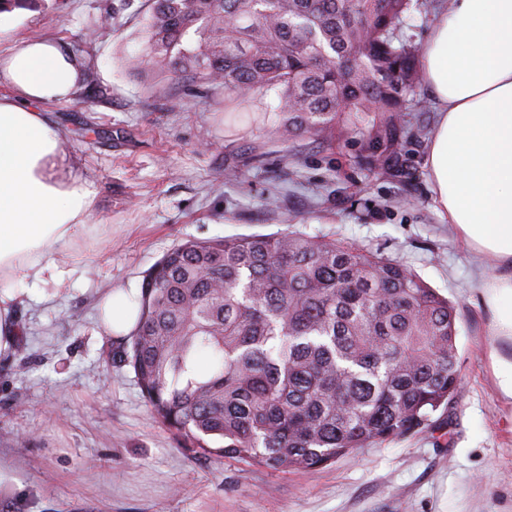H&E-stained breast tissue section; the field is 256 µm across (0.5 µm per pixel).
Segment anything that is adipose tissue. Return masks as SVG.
Wrapping results in <instances>:
<instances>
[{"instance_id":"1","label":"adipose tissue","mask_w":512,"mask_h":512,"mask_svg":"<svg viewBox=\"0 0 512 512\" xmlns=\"http://www.w3.org/2000/svg\"><path fill=\"white\" fill-rule=\"evenodd\" d=\"M437 109L426 157L434 200L496 273L480 283L493 333L512 336V0H449L422 45ZM81 59L58 41L28 38L0 59V330L25 294L67 275L54 252L87 235L94 192L50 173L64 132L41 105L78 90Z\"/></svg>"}]
</instances>
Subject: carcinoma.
Listing matches in <instances>:
<instances>
[{
  "label": "carcinoma",
  "mask_w": 512,
  "mask_h": 512,
  "mask_svg": "<svg viewBox=\"0 0 512 512\" xmlns=\"http://www.w3.org/2000/svg\"><path fill=\"white\" fill-rule=\"evenodd\" d=\"M411 0H154L143 63L251 99L288 141L403 111ZM278 100L265 102L269 94ZM125 352L154 414L205 454L327 465L458 401V309L398 261L297 232L187 241L145 275Z\"/></svg>",
  "instance_id": "1"
}]
</instances>
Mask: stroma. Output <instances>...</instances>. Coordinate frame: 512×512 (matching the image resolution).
Listing matches in <instances>:
<instances>
[{
	"instance_id": "obj_1",
	"label": "stroma",
	"mask_w": 512,
	"mask_h": 512,
	"mask_svg": "<svg viewBox=\"0 0 512 512\" xmlns=\"http://www.w3.org/2000/svg\"><path fill=\"white\" fill-rule=\"evenodd\" d=\"M448 0H412L401 34L421 46ZM151 0H31L0 14V55L23 37L81 44L106 98L81 87L46 105L64 131L55 178L92 185L90 234L70 267L14 309L24 349L0 352V512H512V399L497 377L512 336L491 333L476 256L442 218L425 155L436 113L424 84L387 136L338 127L281 141L244 98L140 72ZM384 164H377V157ZM277 196V209L267 200ZM398 260L460 313L451 439L415 433L309 470L274 472L202 454L159 421L108 332L101 298L140 297L146 272L189 240L284 230Z\"/></svg>"
}]
</instances>
